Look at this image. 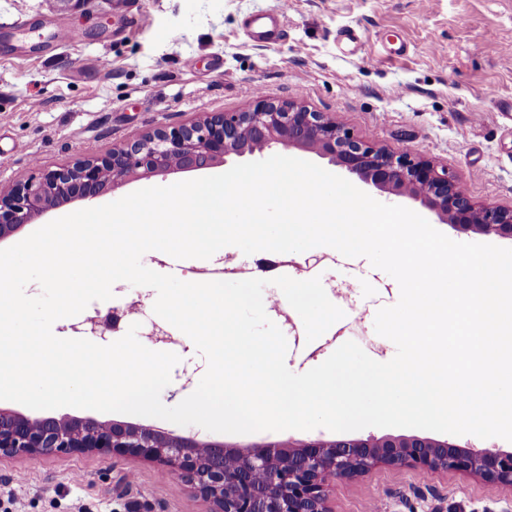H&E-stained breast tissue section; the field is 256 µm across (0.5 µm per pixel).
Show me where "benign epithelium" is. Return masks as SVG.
<instances>
[{
  "label": "benign epithelium",
  "instance_id": "1",
  "mask_svg": "<svg viewBox=\"0 0 512 512\" xmlns=\"http://www.w3.org/2000/svg\"><path fill=\"white\" fill-rule=\"evenodd\" d=\"M281 145L310 151L380 192L421 201L440 222L512 239V208L478 206L461 181L406 150L359 139L336 117L297 100L260 99L246 112H206L162 127L104 155L47 169L0 192V238L74 200L91 202L132 179L166 177ZM96 452L140 457L172 468L210 500L212 512H329L324 488L378 463L426 471L474 472L494 489H512V453L473 452L428 438L255 444L240 450L118 421L28 417L0 410V460Z\"/></svg>",
  "mask_w": 512,
  "mask_h": 512
}]
</instances>
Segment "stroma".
Wrapping results in <instances>:
<instances>
[{"mask_svg": "<svg viewBox=\"0 0 512 512\" xmlns=\"http://www.w3.org/2000/svg\"><path fill=\"white\" fill-rule=\"evenodd\" d=\"M0 0V184L38 170L101 155L164 126L205 112H244L257 98L300 100L334 115L355 136L406 150L461 180L481 205L512 207V0ZM284 13L285 37L263 47L246 36L248 16ZM62 28L80 31L62 43ZM354 31L356 40L345 39ZM407 207L457 242L512 248V239L440 223L413 200L376 193ZM224 253L248 277L267 280V316L288 342L295 373L324 362L344 341L377 346L391 360L395 344L374 329L380 308L397 303V281L364 257L330 262L319 246L280 256ZM287 259L296 280L320 277L330 301L349 312L352 330L328 329L307 340L303 322L279 288L272 264ZM113 297L95 301L84 317L137 301L112 339L132 323H159L154 289L116 282ZM165 351L180 361L161 393L164 405L195 390L207 362L189 337L171 329ZM138 424L238 448L336 439L310 431L216 433L138 417ZM334 512H512V490L497 491L474 473L379 464L349 482L329 486ZM210 503L156 462L97 454L0 461V512H209Z\"/></svg>", "mask_w": 512, "mask_h": 512, "instance_id": "1", "label": "stroma"}]
</instances>
